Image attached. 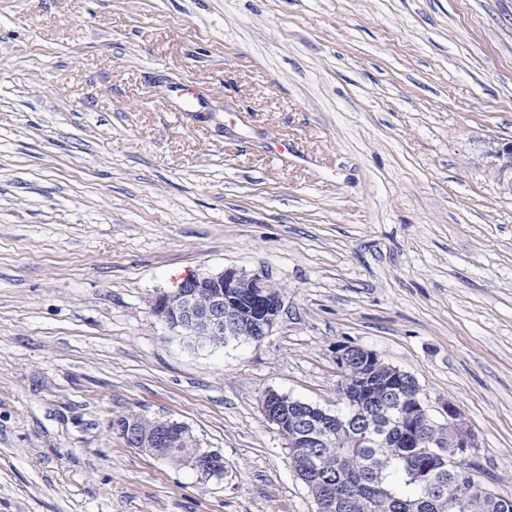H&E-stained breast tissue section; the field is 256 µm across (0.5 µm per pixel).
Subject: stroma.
Wrapping results in <instances>:
<instances>
[{
  "instance_id": "1",
  "label": "stroma",
  "mask_w": 512,
  "mask_h": 512,
  "mask_svg": "<svg viewBox=\"0 0 512 512\" xmlns=\"http://www.w3.org/2000/svg\"><path fill=\"white\" fill-rule=\"evenodd\" d=\"M182 85L202 103L181 111ZM512 0H0V512H316L263 413L337 345L412 375L512 497ZM266 275L263 341L152 313ZM187 424L224 473L128 447ZM485 156L489 165L495 168L503 192L512 196V144L492 145L485 151Z\"/></svg>"
}]
</instances>
